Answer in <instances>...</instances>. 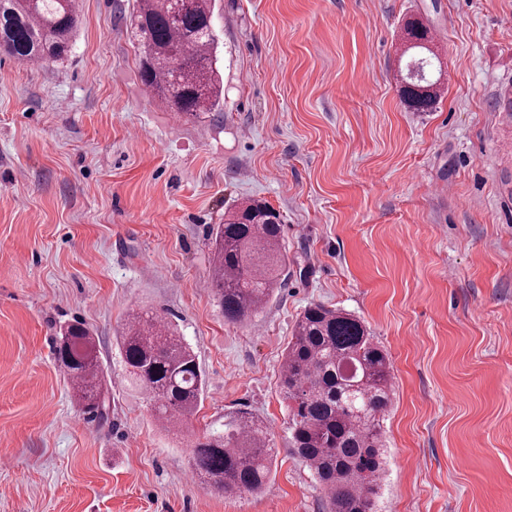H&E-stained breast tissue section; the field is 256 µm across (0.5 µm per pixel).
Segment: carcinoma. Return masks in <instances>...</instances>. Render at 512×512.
<instances>
[{
	"label": "carcinoma",
	"mask_w": 512,
	"mask_h": 512,
	"mask_svg": "<svg viewBox=\"0 0 512 512\" xmlns=\"http://www.w3.org/2000/svg\"><path fill=\"white\" fill-rule=\"evenodd\" d=\"M212 0H137L131 26L138 41L143 84L171 111L198 117L220 103ZM79 20L77 0H0V47L25 62L67 57ZM413 47L425 48L429 29L406 22ZM401 96L413 112L440 102L441 82L400 77ZM210 287L224 318L242 322L257 313L287 266L279 212L259 200L240 203L212 233ZM120 345L126 371L154 403L168 430L199 410L204 377L192 348L157 316L135 313ZM55 353L85 408L103 414L105 395L95 340L82 324L69 326ZM388 354L359 319L322 304L298 318L286 348L280 386L290 405L291 444L309 467L330 512H377L383 475L381 421L392 396ZM272 463L270 434L259 418L238 411L224 431L193 444V472L226 496L258 493Z\"/></svg>",
	"instance_id": "carcinoma-1"
}]
</instances>
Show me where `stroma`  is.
<instances>
[{
    "label": "stroma",
    "mask_w": 512,
    "mask_h": 512,
    "mask_svg": "<svg viewBox=\"0 0 512 512\" xmlns=\"http://www.w3.org/2000/svg\"><path fill=\"white\" fill-rule=\"evenodd\" d=\"M63 63L0 54V512H328L288 445L284 350L313 303L389 353L379 512H512V0H214L224 98L176 117L142 83L136 0H80ZM430 30L436 111L399 93L403 26ZM254 198L288 264L249 320L210 288L211 234ZM196 354L181 434L130 387L128 316ZM96 338L106 416L53 354ZM247 411L276 462L261 493L192 480L191 446Z\"/></svg>",
    "instance_id": "1"
}]
</instances>
